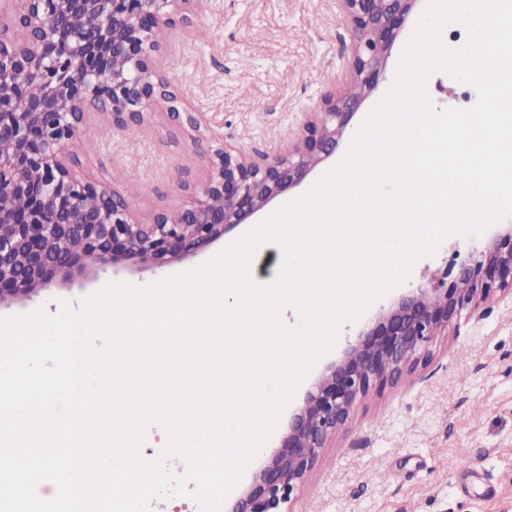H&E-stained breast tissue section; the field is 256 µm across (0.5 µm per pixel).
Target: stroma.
Instances as JSON below:
<instances>
[{
    "instance_id": "obj_1",
    "label": "stroma",
    "mask_w": 512,
    "mask_h": 512,
    "mask_svg": "<svg viewBox=\"0 0 512 512\" xmlns=\"http://www.w3.org/2000/svg\"><path fill=\"white\" fill-rule=\"evenodd\" d=\"M418 3L397 34L379 84L362 104L337 149L344 156L365 117L390 88L402 50L424 12ZM352 37L338 0H203L191 25L168 30L158 59L188 109L202 113L201 135L259 159L280 152L323 96L340 90ZM436 109L473 107L449 75L427 81ZM166 109L143 126L112 128L89 112L74 145L79 177L124 195L139 220L188 201L207 159ZM238 225L192 259L132 274L105 271L70 288L43 291L0 309L4 317L37 308L56 313L60 300L79 305L111 282L138 285L205 263L246 232ZM487 236L446 238L419 259L408 282L437 280L447 266L482 249ZM288 512H512V291L497 290L463 313L429 346L396 388L357 403Z\"/></svg>"
}]
</instances>
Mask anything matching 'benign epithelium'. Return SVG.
Wrapping results in <instances>:
<instances>
[{
  "label": "benign epithelium",
  "instance_id": "obj_1",
  "mask_svg": "<svg viewBox=\"0 0 512 512\" xmlns=\"http://www.w3.org/2000/svg\"><path fill=\"white\" fill-rule=\"evenodd\" d=\"M197 0H0V306L109 267L142 273L196 256L301 184L336 151L374 91L399 29L418 0H339L353 34L349 77L323 97L296 141L263 162L211 137L208 165L181 210L134 217L129 202L77 178L70 147L85 116L124 130L165 107L195 131L203 115L158 66L156 32L192 23ZM109 75L103 82L100 74ZM444 288L413 286L368 317L355 342L327 364L288 421L280 449L229 512H287L319 452L358 401L397 385L433 339L495 289L512 287V224L445 271Z\"/></svg>",
  "mask_w": 512,
  "mask_h": 512
}]
</instances>
